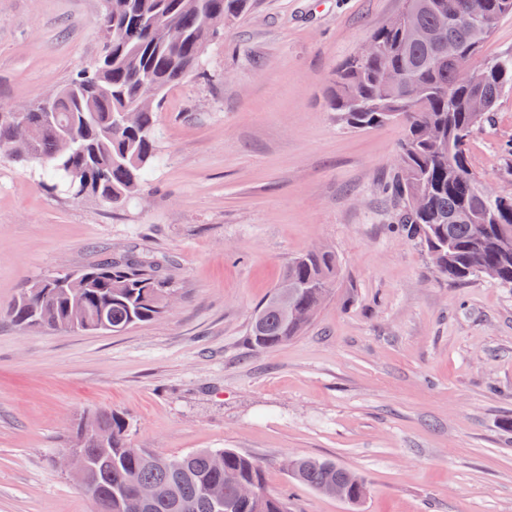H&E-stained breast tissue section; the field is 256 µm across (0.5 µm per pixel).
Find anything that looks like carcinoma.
<instances>
[{"label":"carcinoma","instance_id":"carcinoma-1","mask_svg":"<svg viewBox=\"0 0 512 512\" xmlns=\"http://www.w3.org/2000/svg\"><path fill=\"white\" fill-rule=\"evenodd\" d=\"M247 0H106L99 24L103 56L47 96L57 106L54 125L42 120V102L21 111L38 133L25 140L20 121L0 119V155L26 163L49 193L93 197L114 208L138 195L159 160L156 113L165 93L202 69L209 45L201 30L211 13L229 25ZM512 14V0H403L393 19L369 38L374 55L354 57L336 72L328 109L348 127L372 129L401 121L406 136L391 182L397 224L410 238L441 256L437 270L452 281L500 271L497 283L512 288V196L488 197L469 167L467 142L491 120L493 108L512 89V56L495 57L460 84L451 59L477 56L499 21ZM427 33L424 40L411 30ZM392 68L402 83L388 86L380 74ZM155 103L140 106L147 89ZM479 99L486 108L472 109ZM422 207L412 206L414 198ZM336 255L315 251L293 259L282 283L260 306L249 329L251 346L273 348L298 335L329 294ZM29 285L9 313L27 327L76 329L119 335L151 322L167 307L171 281L165 265L140 256L105 255L73 272ZM102 437L74 449L85 466L86 492L97 512H288L284 499L265 488L263 467L235 448L200 449L167 456L134 448L129 420L114 411L97 415ZM288 476L318 493L339 487L352 509L365 499L368 479L328 458H290ZM158 484L166 493L141 501L136 488ZM250 486L255 494L239 495Z\"/></svg>","mask_w":512,"mask_h":512}]
</instances>
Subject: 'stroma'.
Wrapping results in <instances>:
<instances>
[{"mask_svg":"<svg viewBox=\"0 0 512 512\" xmlns=\"http://www.w3.org/2000/svg\"><path fill=\"white\" fill-rule=\"evenodd\" d=\"M402 0H251L212 42L207 78L166 94L160 161L123 209L47 193L0 157V512H96L56 464L83 418L125 414L133 447L235 448L288 512H351L280 460L364 474L358 512H512V288L453 282L395 228L388 187L403 125L345 127L338 68ZM104 0H0V107L19 110L89 66ZM512 89L468 143L482 183L512 194ZM331 250L339 276L311 323L270 350L252 313L290 258ZM163 261L174 299L119 336L25 328L33 281L101 254Z\"/></svg>","mask_w":512,"mask_h":512,"instance_id":"obj_1","label":"stroma"}]
</instances>
